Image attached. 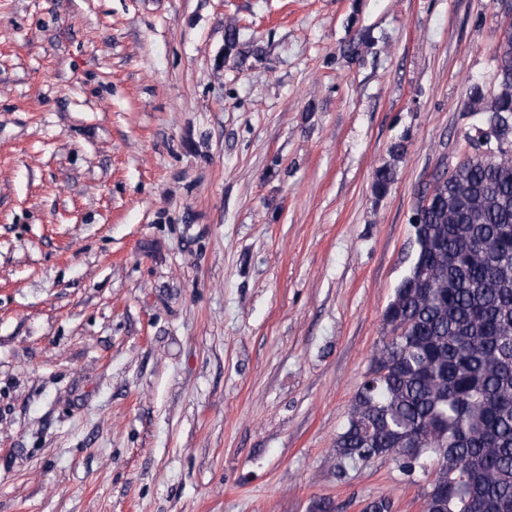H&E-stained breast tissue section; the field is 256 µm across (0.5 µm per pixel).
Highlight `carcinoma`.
<instances>
[{
	"label": "carcinoma",
	"instance_id": "1",
	"mask_svg": "<svg viewBox=\"0 0 512 512\" xmlns=\"http://www.w3.org/2000/svg\"><path fill=\"white\" fill-rule=\"evenodd\" d=\"M492 56V90L469 88L466 112L507 145L476 151L422 189L411 222L415 253L388 303L387 336L336 436L339 472L392 456L405 474L439 460L424 512H512V33ZM224 27V60L239 49ZM394 181L377 168L373 191Z\"/></svg>",
	"mask_w": 512,
	"mask_h": 512
}]
</instances>
